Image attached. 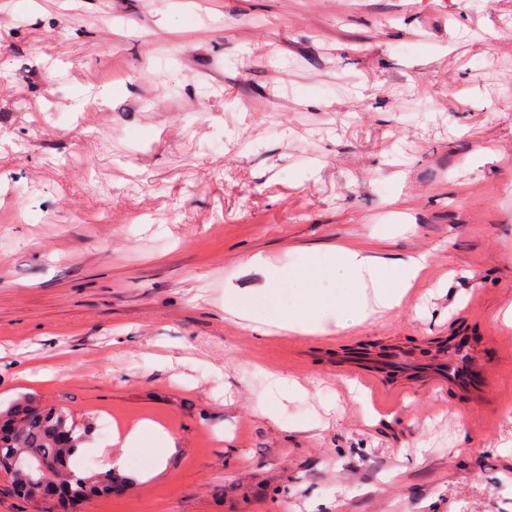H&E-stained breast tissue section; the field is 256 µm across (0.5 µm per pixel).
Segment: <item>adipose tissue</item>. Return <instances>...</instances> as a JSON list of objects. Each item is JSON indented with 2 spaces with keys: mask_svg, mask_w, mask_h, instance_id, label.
I'll return each instance as SVG.
<instances>
[{
  "mask_svg": "<svg viewBox=\"0 0 512 512\" xmlns=\"http://www.w3.org/2000/svg\"><path fill=\"white\" fill-rule=\"evenodd\" d=\"M423 266L420 257L391 266L378 265L356 248L342 244L328 255L309 258L296 271L268 266L267 288L252 293L226 291L224 306L252 315L260 323H276L292 332L310 334L320 330L331 305L341 307L355 324L366 320L372 307L391 309L400 305ZM288 296L296 300L289 309L283 306ZM149 432L160 440L150 459L160 463L173 442L157 424L142 422L128 430H113V447L102 454L104 469H125L128 449L141 447Z\"/></svg>",
  "mask_w": 512,
  "mask_h": 512,
  "instance_id": "1",
  "label": "adipose tissue"
}]
</instances>
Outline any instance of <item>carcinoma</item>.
Segmentation results:
<instances>
[{"label":"carcinoma","instance_id":"1","mask_svg":"<svg viewBox=\"0 0 512 512\" xmlns=\"http://www.w3.org/2000/svg\"><path fill=\"white\" fill-rule=\"evenodd\" d=\"M0 415L21 417L15 434L0 438V456L18 453L23 458L22 470L12 475L14 488L19 494L37 498L38 482L42 478L39 464L50 457L60 460L61 470L56 476L71 482L79 502L109 493L111 485L117 481L132 482L131 477L110 471L87 475L72 469V451L86 441L90 429L78 428L70 412L64 408L43 406L28 397L0 410Z\"/></svg>","mask_w":512,"mask_h":512}]
</instances>
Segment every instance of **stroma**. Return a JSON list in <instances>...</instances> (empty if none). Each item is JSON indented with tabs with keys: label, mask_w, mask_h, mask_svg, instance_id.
<instances>
[{
	"label": "stroma",
	"mask_w": 512,
	"mask_h": 512,
	"mask_svg": "<svg viewBox=\"0 0 512 512\" xmlns=\"http://www.w3.org/2000/svg\"><path fill=\"white\" fill-rule=\"evenodd\" d=\"M0 66V409L66 408L90 454L108 419L175 443L77 512H512V0H0ZM342 241L425 256L401 306L225 311L253 257ZM448 339L496 369L479 407L335 372Z\"/></svg>",
	"instance_id": "stroma-1"
}]
</instances>
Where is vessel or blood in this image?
Wrapping results in <instances>:
<instances>
[{
    "instance_id": "obj_1",
    "label": "vessel or blood",
    "mask_w": 512,
    "mask_h": 512,
    "mask_svg": "<svg viewBox=\"0 0 512 512\" xmlns=\"http://www.w3.org/2000/svg\"><path fill=\"white\" fill-rule=\"evenodd\" d=\"M401 360V354L395 351L382 357L354 351L337 359L336 371L357 378L377 393L399 392L418 375L428 388L466 395L473 404L487 395L494 381V368L486 366L476 352L464 356L456 349H449L433 366L418 372L402 367Z\"/></svg>"
}]
</instances>
